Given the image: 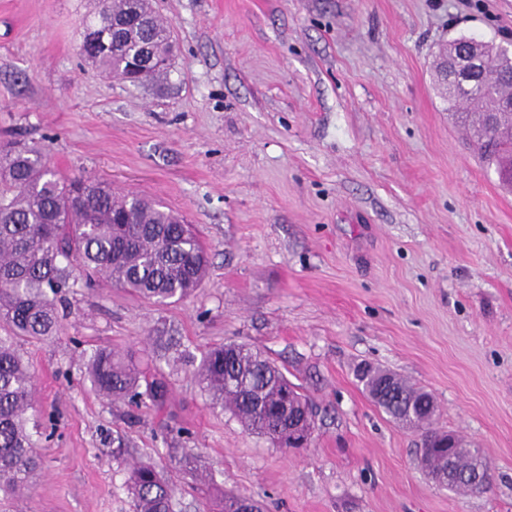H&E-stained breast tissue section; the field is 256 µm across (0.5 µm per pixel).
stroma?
<instances>
[{
	"instance_id": "35a3bbf8",
	"label": "stroma",
	"mask_w": 512,
	"mask_h": 512,
	"mask_svg": "<svg viewBox=\"0 0 512 512\" xmlns=\"http://www.w3.org/2000/svg\"><path fill=\"white\" fill-rule=\"evenodd\" d=\"M152 6L178 52L168 79L133 87L78 55L99 0H0V139L154 199L209 256L182 301L103 281L70 296L53 342L21 344L49 436L27 494L0 512H133L139 465L175 485L176 512L231 496L258 512H512V186L434 76L449 40L512 45V0ZM227 341L310 397L309 447H276L211 404L194 360ZM101 346L160 370L167 404L93 390ZM365 363L433 394L436 427L489 457L490 490L427 477L419 433L359 382Z\"/></svg>"
}]
</instances>
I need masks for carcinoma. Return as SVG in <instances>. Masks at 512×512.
Returning <instances> with one entry per match:
<instances>
[{"label":"carcinoma","mask_w":512,"mask_h":512,"mask_svg":"<svg viewBox=\"0 0 512 512\" xmlns=\"http://www.w3.org/2000/svg\"><path fill=\"white\" fill-rule=\"evenodd\" d=\"M148 0H102L94 24L107 32L112 49L93 59L97 67L124 77L138 57L167 59L171 42L164 23ZM142 14L138 30L121 28ZM488 49L489 74L512 69V58ZM506 92L500 82L453 93L446 91L448 111L481 104L464 113L471 137L489 164L501 171L512 165V139L502 135L512 118L489 121ZM208 255L192 225L138 194H114L83 176L59 178L36 145L0 149V490L20 494L30 486L39 465L28 410L34 405L33 377L18 343H46L60 331L68 295L78 283L89 286L104 277L117 288L166 305L188 297L208 272ZM93 388L136 405L163 404L164 379L148 378L133 351L99 347L89 359ZM195 379L211 399L248 429L281 447L310 440L314 415L309 400L262 352L237 343L211 346L195 370ZM360 381L369 397L394 421L422 431L432 446L430 472L450 468L454 491L487 490L493 467L478 446L465 451L441 448L445 433L434 425L432 395L396 374L373 369ZM130 489L135 512H173V486L154 468L132 470Z\"/></svg>","instance_id":"1"}]
</instances>
